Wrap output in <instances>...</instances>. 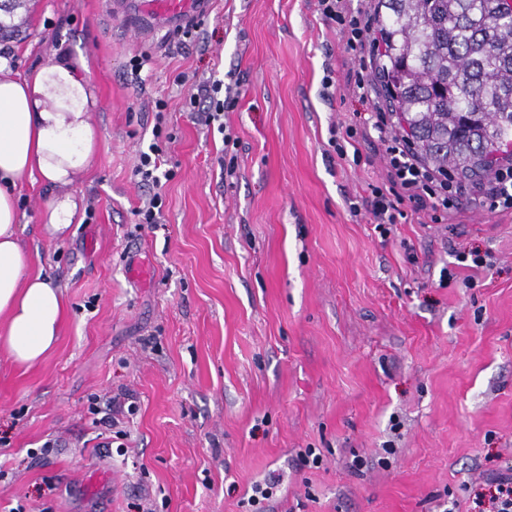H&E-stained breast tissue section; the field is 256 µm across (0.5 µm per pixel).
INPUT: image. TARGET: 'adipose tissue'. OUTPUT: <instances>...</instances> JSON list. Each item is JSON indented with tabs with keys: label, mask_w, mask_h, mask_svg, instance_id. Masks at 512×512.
<instances>
[{
	"label": "adipose tissue",
	"mask_w": 512,
	"mask_h": 512,
	"mask_svg": "<svg viewBox=\"0 0 512 512\" xmlns=\"http://www.w3.org/2000/svg\"><path fill=\"white\" fill-rule=\"evenodd\" d=\"M89 94L77 67L56 63L21 78H0V350L18 364L43 360L65 315L63 293L42 273L28 272L18 238L16 190L25 179L66 185L87 169L96 149ZM44 230L65 234L84 216L74 196L52 199Z\"/></svg>",
	"instance_id": "obj_1"
}]
</instances>
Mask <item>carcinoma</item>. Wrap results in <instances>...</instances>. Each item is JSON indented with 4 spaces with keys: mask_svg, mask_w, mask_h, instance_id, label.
I'll use <instances>...</instances> for the list:
<instances>
[{
    "mask_svg": "<svg viewBox=\"0 0 512 512\" xmlns=\"http://www.w3.org/2000/svg\"><path fill=\"white\" fill-rule=\"evenodd\" d=\"M380 75L418 152L438 169L512 145V10L504 0H381Z\"/></svg>",
    "mask_w": 512,
    "mask_h": 512,
    "instance_id": "cac0c4a2",
    "label": "carcinoma"
}]
</instances>
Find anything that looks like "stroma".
I'll list each match as a JSON object with an SVG mask.
<instances>
[{
  "label": "stroma",
  "mask_w": 512,
  "mask_h": 512,
  "mask_svg": "<svg viewBox=\"0 0 512 512\" xmlns=\"http://www.w3.org/2000/svg\"><path fill=\"white\" fill-rule=\"evenodd\" d=\"M103 2L24 0L7 44L14 77L86 58L98 145L69 187L19 189L21 245L66 316L41 362L0 352V512H473L512 469V213L464 199L436 224L403 200L385 237L350 213L391 183L371 129L356 159L330 142L363 106L317 0H212L189 38L137 36ZM228 76L231 147L187 109ZM153 143L170 177L161 224L141 228ZM67 192L85 218L49 237L44 208ZM476 248L489 267L458 266ZM111 396L137 407L121 440L88 412Z\"/></svg>",
  "instance_id": "1"
}]
</instances>
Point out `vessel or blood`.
<instances>
[{
  "label": "vessel or blood",
  "mask_w": 512,
  "mask_h": 512,
  "mask_svg": "<svg viewBox=\"0 0 512 512\" xmlns=\"http://www.w3.org/2000/svg\"><path fill=\"white\" fill-rule=\"evenodd\" d=\"M210 0H110L115 14L135 18L146 31L182 24L188 17L208 14Z\"/></svg>",
  "instance_id": "vessel-or-blood-1"
}]
</instances>
